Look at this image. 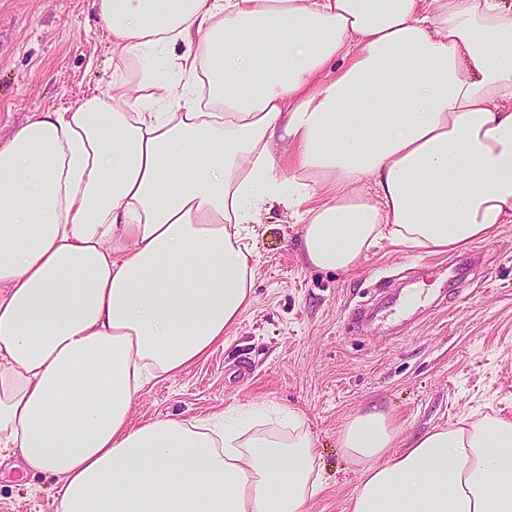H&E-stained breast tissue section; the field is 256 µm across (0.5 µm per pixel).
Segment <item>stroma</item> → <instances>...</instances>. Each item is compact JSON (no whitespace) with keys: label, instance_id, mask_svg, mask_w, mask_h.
Wrapping results in <instances>:
<instances>
[{"label":"stroma","instance_id":"35a3bbf8","mask_svg":"<svg viewBox=\"0 0 512 512\" xmlns=\"http://www.w3.org/2000/svg\"><path fill=\"white\" fill-rule=\"evenodd\" d=\"M137 72L113 53L96 0H0V145L33 116ZM302 230L287 198L267 201L248 240L252 306L224 345L149 385L131 421L195 422L252 403L301 411L323 483L306 512H348L360 469L340 438L353 416L378 407L401 442L471 413L512 419V224L464 250L374 249L348 274L306 262ZM472 254L483 262L455 301L411 309L396 334L351 331L352 312L378 289L414 276L441 288L449 260ZM18 462L0 461V512H56L54 478Z\"/></svg>","mask_w":512,"mask_h":512}]
</instances>
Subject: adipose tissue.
I'll return each mask as SVG.
<instances>
[{"mask_svg": "<svg viewBox=\"0 0 512 512\" xmlns=\"http://www.w3.org/2000/svg\"><path fill=\"white\" fill-rule=\"evenodd\" d=\"M98 7L138 79L0 145V454L55 478L56 512H304L322 480L303 414L135 427L132 406L252 305L242 232L268 199L332 271L512 224V0ZM396 436L378 411L346 425L350 512H512L511 420Z\"/></svg>", "mask_w": 512, "mask_h": 512, "instance_id": "adipose-tissue-1", "label": "adipose tissue"}]
</instances>
